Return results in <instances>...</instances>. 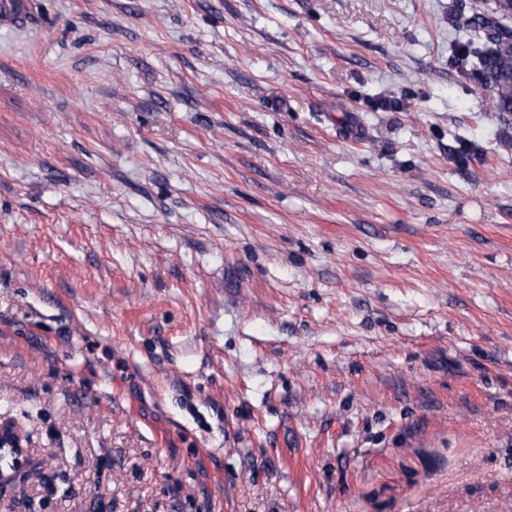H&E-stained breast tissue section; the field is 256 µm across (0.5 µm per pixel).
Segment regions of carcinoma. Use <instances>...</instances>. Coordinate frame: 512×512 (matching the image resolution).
I'll use <instances>...</instances> for the list:
<instances>
[{
	"instance_id": "1",
	"label": "carcinoma",
	"mask_w": 512,
	"mask_h": 512,
	"mask_svg": "<svg viewBox=\"0 0 512 512\" xmlns=\"http://www.w3.org/2000/svg\"><path fill=\"white\" fill-rule=\"evenodd\" d=\"M507 13L496 6L476 13L466 20L467 25L480 32L475 44L462 46L457 52L461 69H473L472 76L491 88L489 109L493 112H512V28L503 23Z\"/></svg>"
}]
</instances>
